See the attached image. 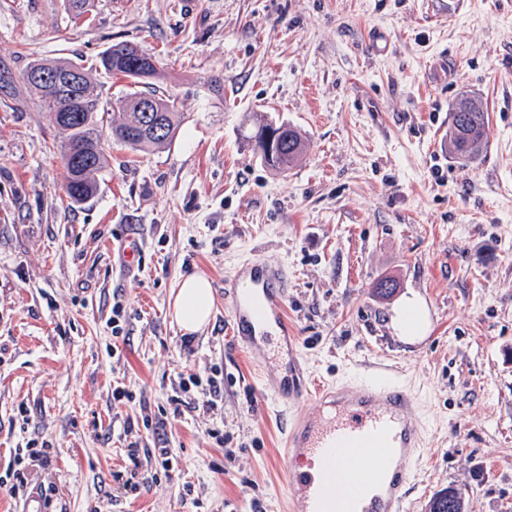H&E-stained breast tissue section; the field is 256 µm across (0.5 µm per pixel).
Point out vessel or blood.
<instances>
[{
  "instance_id": "1",
  "label": "vessel or blood",
  "mask_w": 512,
  "mask_h": 512,
  "mask_svg": "<svg viewBox=\"0 0 512 512\" xmlns=\"http://www.w3.org/2000/svg\"><path fill=\"white\" fill-rule=\"evenodd\" d=\"M287 300L285 269L261 263L242 268L224 297L232 333L253 365L288 360L276 402L318 396L317 413L297 419L287 438L288 455L306 463L286 474L291 512H404L408 464L423 447L422 425L410 416L413 395L383 369L351 386L312 392L298 378V339L287 333ZM345 472L352 474L353 486L340 495L336 487Z\"/></svg>"
}]
</instances>
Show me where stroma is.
Wrapping results in <instances>:
<instances>
[{
	"label": "stroma",
	"mask_w": 512,
	"mask_h": 512,
	"mask_svg": "<svg viewBox=\"0 0 512 512\" xmlns=\"http://www.w3.org/2000/svg\"><path fill=\"white\" fill-rule=\"evenodd\" d=\"M120 42L155 57L147 88L184 124L150 152L108 141L96 194L75 203L53 115L22 76L73 62L116 107L130 83L99 59ZM463 92L488 113L467 159L448 152ZM253 113L305 136L288 171L246 140ZM130 235L143 243L132 271L117 251ZM255 261L288 271L310 379L385 367L413 393L424 448L406 512L448 487L465 512H512V0H90L78 18L67 0H0V475L27 441L49 445L26 460L27 488L0 489V512L46 488L42 512H285L288 416L318 400L280 410L273 372L256 377L237 346L224 285ZM195 271L215 307L189 335L171 293ZM385 278L397 287L382 296ZM410 293L429 326L406 343L390 317ZM191 374L223 390L209 411L175 412ZM117 384L132 402L113 400ZM218 426L230 447L210 438Z\"/></svg>",
	"instance_id": "stroma-1"
}]
</instances>
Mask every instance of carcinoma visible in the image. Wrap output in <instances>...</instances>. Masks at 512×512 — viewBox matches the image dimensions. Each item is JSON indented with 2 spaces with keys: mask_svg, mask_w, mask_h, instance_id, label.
Wrapping results in <instances>:
<instances>
[{
  "mask_svg": "<svg viewBox=\"0 0 512 512\" xmlns=\"http://www.w3.org/2000/svg\"><path fill=\"white\" fill-rule=\"evenodd\" d=\"M105 73L121 75L137 85L156 76L154 58L133 43L112 46L101 57ZM76 68L71 62L40 60L32 63L23 80L40 105L54 114L55 126L61 138L60 157L64 169V188L68 197L76 202L84 201L97 191V175L103 164L102 144L110 136L133 151L146 152L173 140L184 114L179 112L175 100L154 93L145 94L130 90L121 100L120 119L105 118L107 110L95 92L93 75L82 71V82L69 89L56 88L46 83L32 81L28 72L48 69L64 74ZM152 100L156 115L164 131L157 134L145 122L146 113L139 111L143 99ZM68 113L71 118L61 119ZM253 130L248 136L255 150H265L263 134L270 123L259 115L253 119ZM280 148L263 162L278 170L286 171L305 151L306 141L293 126L280 125ZM487 112L481 101L463 95L457 99L451 112L448 128V151L463 157L478 153L485 142ZM429 512H464V503L455 490H444L429 504Z\"/></svg>",
  "mask_w": 512,
  "mask_h": 512,
  "instance_id": "obj_1",
  "label": "carcinoma"
}]
</instances>
